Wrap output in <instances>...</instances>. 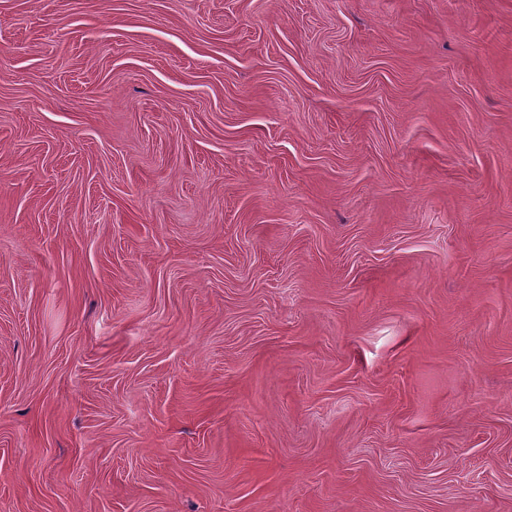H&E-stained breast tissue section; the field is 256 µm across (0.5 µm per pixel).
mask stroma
I'll list each match as a JSON object with an SVG mask.
<instances>
[{
	"mask_svg": "<svg viewBox=\"0 0 512 512\" xmlns=\"http://www.w3.org/2000/svg\"><path fill=\"white\" fill-rule=\"evenodd\" d=\"M0 512H512V0H0Z\"/></svg>",
	"mask_w": 512,
	"mask_h": 512,
	"instance_id": "stroma-1",
	"label": "stroma"
}]
</instances>
